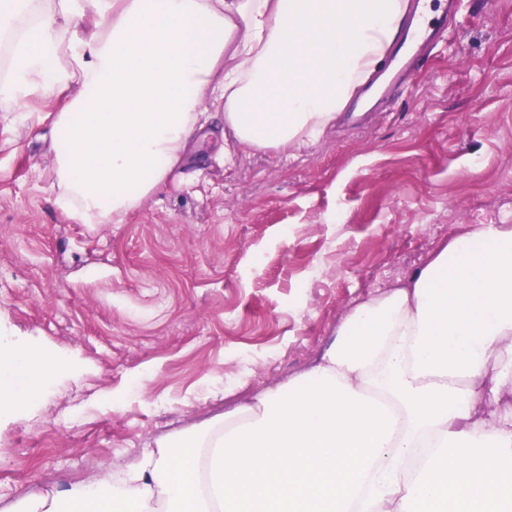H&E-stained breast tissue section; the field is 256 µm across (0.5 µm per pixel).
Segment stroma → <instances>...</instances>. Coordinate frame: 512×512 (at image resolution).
Here are the masks:
<instances>
[{
	"instance_id": "obj_1",
	"label": "stroma",
	"mask_w": 512,
	"mask_h": 512,
	"mask_svg": "<svg viewBox=\"0 0 512 512\" xmlns=\"http://www.w3.org/2000/svg\"><path fill=\"white\" fill-rule=\"evenodd\" d=\"M198 130L121 224L55 203L48 124L0 118V343L36 347L0 418V512L123 470L158 437L287 384L359 302L472 224L512 225V0H463L386 111L288 153Z\"/></svg>"
}]
</instances>
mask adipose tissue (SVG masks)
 <instances>
[{"instance_id": "ef3b65f1", "label": "adipose tissue", "mask_w": 512, "mask_h": 512, "mask_svg": "<svg viewBox=\"0 0 512 512\" xmlns=\"http://www.w3.org/2000/svg\"><path fill=\"white\" fill-rule=\"evenodd\" d=\"M405 14L406 0H0V110L63 98L56 202L121 224L211 118L256 152L318 139ZM38 360L0 359V414ZM510 396L512 226L479 224L355 306L287 385L7 512H512Z\"/></svg>"}]
</instances>
